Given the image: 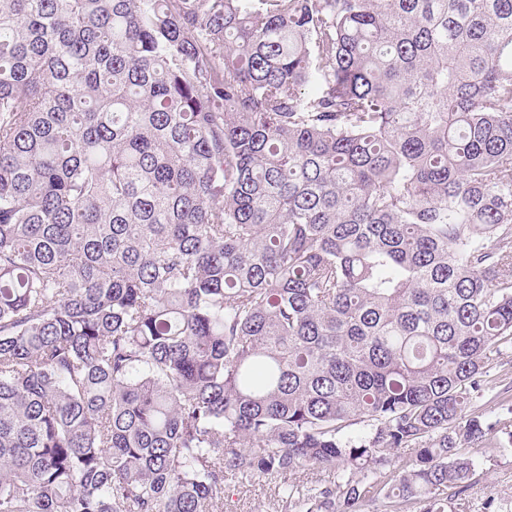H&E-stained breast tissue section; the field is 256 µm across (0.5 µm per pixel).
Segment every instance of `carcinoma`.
<instances>
[{"label": "carcinoma", "mask_w": 512, "mask_h": 512, "mask_svg": "<svg viewBox=\"0 0 512 512\" xmlns=\"http://www.w3.org/2000/svg\"><path fill=\"white\" fill-rule=\"evenodd\" d=\"M511 351L512 0H0V512H450ZM279 482L260 478L244 485L231 483L224 492V512H281L276 488Z\"/></svg>", "instance_id": "1"}]
</instances>
